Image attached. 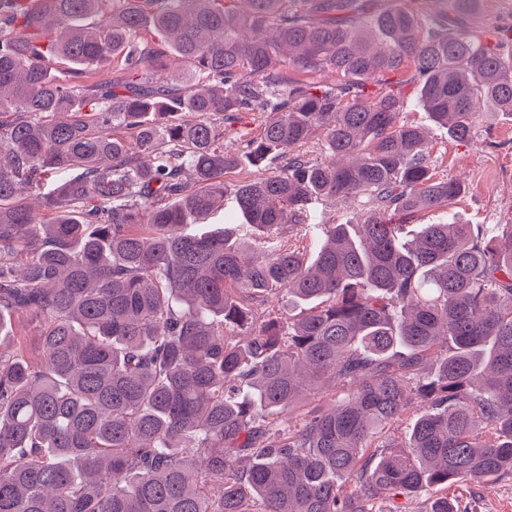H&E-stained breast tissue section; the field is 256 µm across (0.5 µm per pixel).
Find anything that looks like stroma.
I'll return each mask as SVG.
<instances>
[{
  "label": "stroma",
  "instance_id": "1",
  "mask_svg": "<svg viewBox=\"0 0 512 512\" xmlns=\"http://www.w3.org/2000/svg\"><path fill=\"white\" fill-rule=\"evenodd\" d=\"M472 23L485 43L501 45L503 53L512 52V0H479ZM386 83L403 96V119L424 131L436 177L462 182L464 191L453 204L458 218L477 226L487 237H501L505 225L512 224V115L479 113L477 136L460 142L429 119L418 106L413 87L401 75H388ZM360 209L354 198L315 203L305 223L290 230L288 241L316 250L325 225L358 223ZM431 495L449 496L467 512H512V481L457 482L434 488Z\"/></svg>",
  "mask_w": 512,
  "mask_h": 512
}]
</instances>
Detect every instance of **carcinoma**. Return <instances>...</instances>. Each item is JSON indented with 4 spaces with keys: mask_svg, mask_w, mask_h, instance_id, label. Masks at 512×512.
<instances>
[{
    "mask_svg": "<svg viewBox=\"0 0 512 512\" xmlns=\"http://www.w3.org/2000/svg\"><path fill=\"white\" fill-rule=\"evenodd\" d=\"M51 2L0 0V512H375L512 480V231L449 214L403 239L386 215L463 186L398 95L367 91L412 70L460 141L480 102L512 112V63L448 28L477 0ZM156 45L195 80L157 77ZM108 59L119 77L91 80ZM240 112L263 128L227 152ZM244 163L266 170L234 192L251 233H183ZM66 172L36 219L22 196ZM341 197L362 223L314 254L282 240ZM14 315L41 361L5 347ZM327 383L349 392L299 410ZM416 402L405 449L379 442Z\"/></svg>",
    "mask_w": 512,
    "mask_h": 512,
    "instance_id": "obj_1",
    "label": "carcinoma"
}]
</instances>
